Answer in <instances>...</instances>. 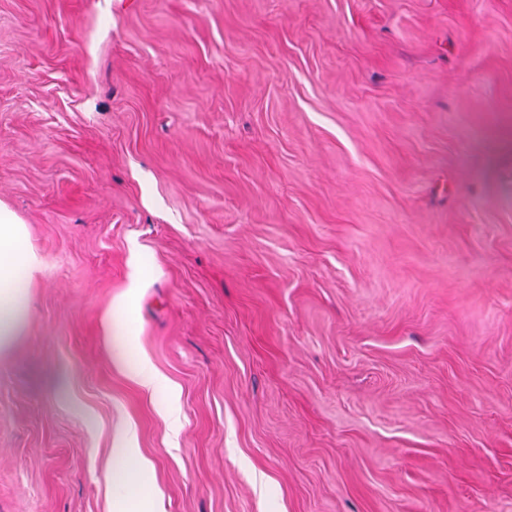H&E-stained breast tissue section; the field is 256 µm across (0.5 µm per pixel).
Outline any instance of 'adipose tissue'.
Wrapping results in <instances>:
<instances>
[{
  "instance_id": "1",
  "label": "adipose tissue",
  "mask_w": 512,
  "mask_h": 512,
  "mask_svg": "<svg viewBox=\"0 0 512 512\" xmlns=\"http://www.w3.org/2000/svg\"><path fill=\"white\" fill-rule=\"evenodd\" d=\"M38 266L25 225L0 207V357L11 354L27 329V290Z\"/></svg>"
}]
</instances>
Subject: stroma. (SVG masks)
<instances>
[{
  "label": "stroma",
  "mask_w": 512,
  "mask_h": 512,
  "mask_svg": "<svg viewBox=\"0 0 512 512\" xmlns=\"http://www.w3.org/2000/svg\"><path fill=\"white\" fill-rule=\"evenodd\" d=\"M0 205V512H512V0H0ZM38 258L24 224L0 207V357L11 354L27 329V289Z\"/></svg>",
  "instance_id": "obj_1"
}]
</instances>
